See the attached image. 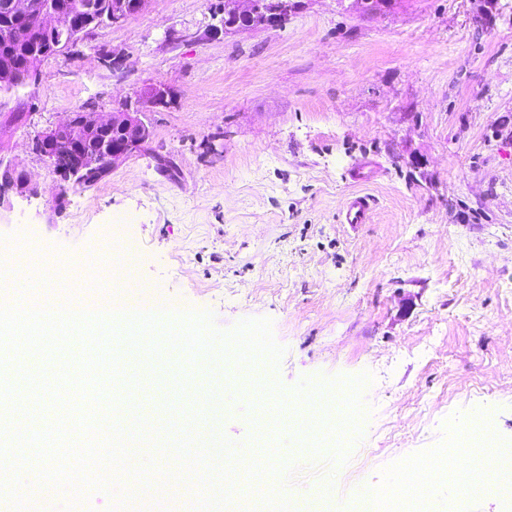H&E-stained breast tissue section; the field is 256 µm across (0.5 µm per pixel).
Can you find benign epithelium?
<instances>
[{
  "label": "benign epithelium",
  "mask_w": 512,
  "mask_h": 512,
  "mask_svg": "<svg viewBox=\"0 0 512 512\" xmlns=\"http://www.w3.org/2000/svg\"><path fill=\"white\" fill-rule=\"evenodd\" d=\"M148 4L149 0H81L69 11L52 7L46 0H3L0 8L24 22L35 45L41 43L43 32L66 34L54 46L60 53L76 44L90 29L104 23L120 26ZM294 9V0H274L270 11L264 9L261 0H223L219 23L210 25L206 33L218 37L277 27ZM38 82L39 72L28 61L0 68L1 91L36 86ZM173 98L174 90L158 82L146 86L135 100L125 101L107 116L73 112L38 136L37 152L49 167L66 171L76 185L84 183L88 176L101 181L119 164L143 151L152 136L144 114L167 107ZM108 132L112 133V142L101 144L95 152L84 148L86 142ZM10 192L28 198L37 195V186L25 170L11 162H0V205Z\"/></svg>",
  "instance_id": "7a95c632"
}]
</instances>
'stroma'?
Listing matches in <instances>:
<instances>
[{"instance_id": "35a3bbf8", "label": "stroma", "mask_w": 512, "mask_h": 512, "mask_svg": "<svg viewBox=\"0 0 512 512\" xmlns=\"http://www.w3.org/2000/svg\"><path fill=\"white\" fill-rule=\"evenodd\" d=\"M212 2L150 0L44 60L38 90L0 92V156L39 190L0 208V266L76 252L73 306L125 277L222 330L271 319L288 390L370 372L364 437L329 491L291 412L272 423L255 388L206 361L145 364L119 347L143 385L116 383L117 417L159 423L171 402L200 415L199 433L276 443V462L300 468L290 502L354 512L375 484L402 512L403 485L476 415L512 441V0H296L281 27L210 38ZM159 81L175 98L147 113L144 150L56 207L35 136ZM354 193L367 223L340 221ZM194 496L191 479L154 482L133 512H192Z\"/></svg>"}]
</instances>
